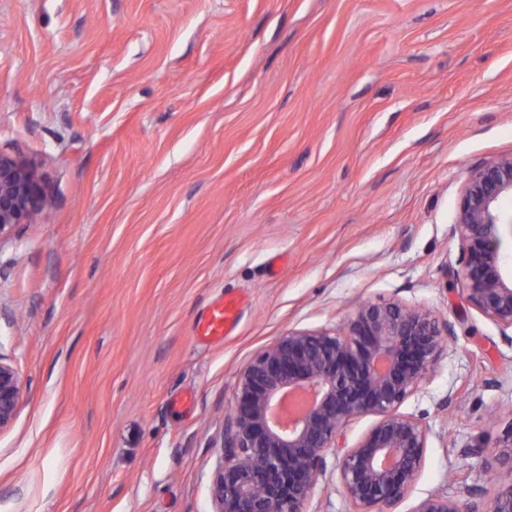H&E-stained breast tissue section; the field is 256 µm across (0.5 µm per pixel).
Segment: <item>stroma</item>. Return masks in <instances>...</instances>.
<instances>
[{"mask_svg": "<svg viewBox=\"0 0 512 512\" xmlns=\"http://www.w3.org/2000/svg\"><path fill=\"white\" fill-rule=\"evenodd\" d=\"M0 151L50 199L0 243V512H211L239 373L367 300L450 330L401 406L429 436L395 512L498 473L512 345L454 224L512 154V0H0ZM227 292L237 330L198 343ZM339 461L307 512H348ZM23 397V382L16 369L0 356V431L9 427Z\"/></svg>", "mask_w": 512, "mask_h": 512, "instance_id": "obj_1", "label": "stroma"}]
</instances>
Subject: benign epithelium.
<instances>
[{"instance_id": "benign-epithelium-1", "label": "benign epithelium", "mask_w": 512, "mask_h": 512, "mask_svg": "<svg viewBox=\"0 0 512 512\" xmlns=\"http://www.w3.org/2000/svg\"><path fill=\"white\" fill-rule=\"evenodd\" d=\"M512 197V155L477 169L458 208L462 276L470 305L512 343V268L499 251V204ZM47 195L36 164L0 152V242L32 223ZM448 326L432 312L395 300L366 302L343 331L293 329L255 355L240 373L223 432V460L214 471L212 512H307L326 476L328 453L351 419L376 423L340 462L350 512H393L412 489L425 458L429 428L400 411L446 347ZM23 397L16 369L0 357V431ZM495 459L512 473V428ZM467 512H512V482ZM413 512H462L454 498L433 493Z\"/></svg>"}]
</instances>
